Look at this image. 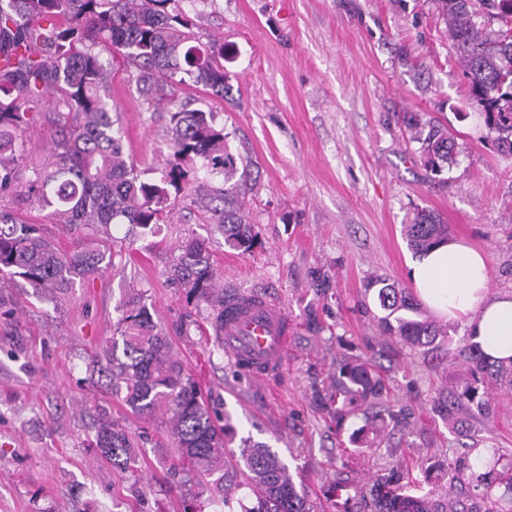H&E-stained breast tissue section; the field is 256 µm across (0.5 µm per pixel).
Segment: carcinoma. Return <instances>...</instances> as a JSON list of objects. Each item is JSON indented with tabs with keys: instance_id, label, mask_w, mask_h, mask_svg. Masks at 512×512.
<instances>
[{
	"instance_id": "carcinoma-1",
	"label": "carcinoma",
	"mask_w": 512,
	"mask_h": 512,
	"mask_svg": "<svg viewBox=\"0 0 512 512\" xmlns=\"http://www.w3.org/2000/svg\"><path fill=\"white\" fill-rule=\"evenodd\" d=\"M183 2L195 8L207 0H0V53L13 58L0 75V199L48 212L74 241L63 250L18 209L0 205V288L24 283L65 291L77 279L114 268L119 253L112 250V225L127 224L154 236L169 223L178 199L224 232V246L240 254L255 247L257 233L246 212L251 165H238L216 113L193 108L177 95L184 86L201 85L222 99L228 89L224 42H201L189 27ZM434 2L470 81V105L497 134L498 147L512 152V37L499 29L489 39L475 21L482 9L500 21L512 14V0ZM118 57L134 74L146 111L168 114L170 152L151 179L126 154L121 126L112 118L110 66ZM45 106L54 112L50 153L24 179L25 134L34 113ZM404 123L420 143L431 174L438 176L454 164L455 141L448 128L425 125L411 113ZM404 236L418 255L448 239V225L422 208L405 225ZM167 279L187 289V298L208 304L207 323L219 331L224 289L217 286L205 240L182 242ZM373 288L385 312L378 318L382 334L413 347L447 339L433 322L411 317L419 304L409 289L378 278L366 284V290ZM118 333L123 358L115 356L114 341L96 363L109 378L112 395L132 413L170 412L181 471L196 476L199 484L213 478L209 490L226 507L248 489L255 503L244 512H316L311 495L296 487L269 447L245 445L241 461L226 460L229 418L211 414L199 386L171 357L144 303L128 301ZM459 355L468 378L437 401L438 412L450 419L471 405L486 413L493 393L512 390V359L486 361L469 335ZM313 394L338 427L360 409L376 410L395 428L407 425L403 410H394L390 401L381 366L359 356L337 360L331 385ZM91 443L120 472L133 476L140 471L132 437L119 422L98 421ZM493 456L500 467L493 475L472 471L465 478L461 464L448 461V492L443 495L424 488L414 470L396 466L376 472L361 498L369 512H512V455L496 449ZM325 499L336 512H351L349 486L336 487Z\"/></svg>"
}]
</instances>
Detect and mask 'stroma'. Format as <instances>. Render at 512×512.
I'll return each instance as SVG.
<instances>
[{
    "label": "stroma",
    "instance_id": "35a3bbf8",
    "mask_svg": "<svg viewBox=\"0 0 512 512\" xmlns=\"http://www.w3.org/2000/svg\"><path fill=\"white\" fill-rule=\"evenodd\" d=\"M201 41H223L230 94L183 93L218 114L234 153L253 163L248 218L259 242L228 249L215 225L175 207L158 237L112 227L123 257L107 273L76 280L67 293L33 297L0 290L13 311L0 329V512H222V503L169 475L179 464L165 415L130 413L94 362L112 342L131 298H141L171 354L235 429L224 449L263 442L296 485L318 493L343 481L368 487L395 460L431 465L430 487L448 484V459L470 439L512 452V396L491 398L489 415L460 413L456 428L436 411L463 370L455 350L466 336L444 322L447 351L413 350L383 336L379 308L364 285L374 277L408 284L412 256L403 229L417 209L438 213L448 234L487 256L491 293L512 292V155L498 149L470 112L469 81L433 0H209L192 14ZM112 102L126 153L141 168L161 166L167 118L145 111L122 63L112 66ZM450 128L457 161L440 176L423 167L402 118ZM205 239L225 291L263 293L293 322L282 371L267 380L238 370L196 325L209 313L173 287L167 270L187 238ZM327 275L331 298L313 287ZM388 369L391 394L410 414L388 446L360 453L339 444L336 424L313 401L342 355ZM122 420L137 445L139 485L122 479L90 445L99 416Z\"/></svg>",
    "mask_w": 512,
    "mask_h": 512
}]
</instances>
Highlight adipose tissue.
<instances>
[{"label": "adipose tissue", "instance_id": "adipose-tissue-1", "mask_svg": "<svg viewBox=\"0 0 512 512\" xmlns=\"http://www.w3.org/2000/svg\"><path fill=\"white\" fill-rule=\"evenodd\" d=\"M417 299L433 314L460 320L492 361L512 358V292L490 294L484 254L445 240L408 262Z\"/></svg>", "mask_w": 512, "mask_h": 512}]
</instances>
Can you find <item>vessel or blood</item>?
<instances>
[{
	"label": "vessel or blood",
	"mask_w": 512,
	"mask_h": 512,
	"mask_svg": "<svg viewBox=\"0 0 512 512\" xmlns=\"http://www.w3.org/2000/svg\"><path fill=\"white\" fill-rule=\"evenodd\" d=\"M225 307L218 344L252 378L277 373L288 357L291 321L286 310L266 296L242 291Z\"/></svg>",
	"instance_id": "obj_1"
}]
</instances>
